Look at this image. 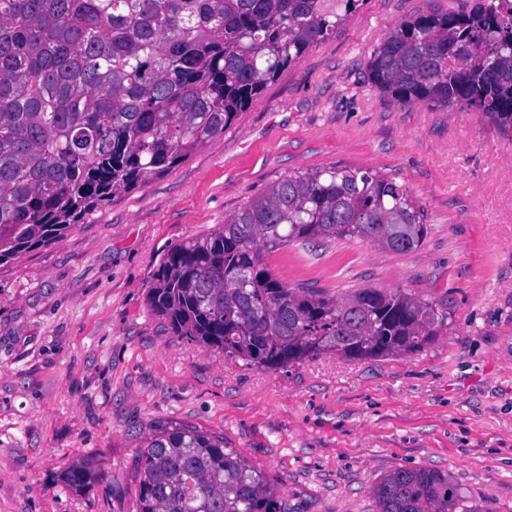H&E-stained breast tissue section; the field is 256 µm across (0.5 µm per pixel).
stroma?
<instances>
[{"mask_svg": "<svg viewBox=\"0 0 512 512\" xmlns=\"http://www.w3.org/2000/svg\"><path fill=\"white\" fill-rule=\"evenodd\" d=\"M471 0H365L282 70L223 135L0 264V512H138L154 436L222 438L283 512H378L405 468L448 473L480 512H512V137L476 111L401 104L369 80L400 23ZM380 175L423 209L405 253L293 242L264 263L293 288L401 290L446 325L423 349L328 350L261 369L173 333L146 302L164 254L284 177ZM87 466L82 490L62 480Z\"/></svg>", "mask_w": 512, "mask_h": 512, "instance_id": "obj_1", "label": "stroma"}]
</instances>
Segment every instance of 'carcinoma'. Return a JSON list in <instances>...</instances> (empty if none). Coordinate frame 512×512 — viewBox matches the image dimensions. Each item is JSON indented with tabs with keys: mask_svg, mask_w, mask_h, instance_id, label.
Instances as JSON below:
<instances>
[{
	"mask_svg": "<svg viewBox=\"0 0 512 512\" xmlns=\"http://www.w3.org/2000/svg\"><path fill=\"white\" fill-rule=\"evenodd\" d=\"M361 0H0V263L64 235L97 209L224 134L267 83L336 32ZM370 80L404 104L477 110L512 132V13L475 0L403 22ZM427 233L405 188L378 175L288 176L212 233L173 246L147 293L179 336L268 369L332 349L410 353L444 325L429 302L359 288H289L264 255L296 241L362 238L403 253ZM84 466L63 475L75 490ZM379 512H478L448 474L399 469ZM139 512H281L276 490L196 430L142 452Z\"/></svg>",
	"mask_w": 512,
	"mask_h": 512,
	"instance_id": "cac0c4a2",
	"label": "carcinoma"
}]
</instances>
